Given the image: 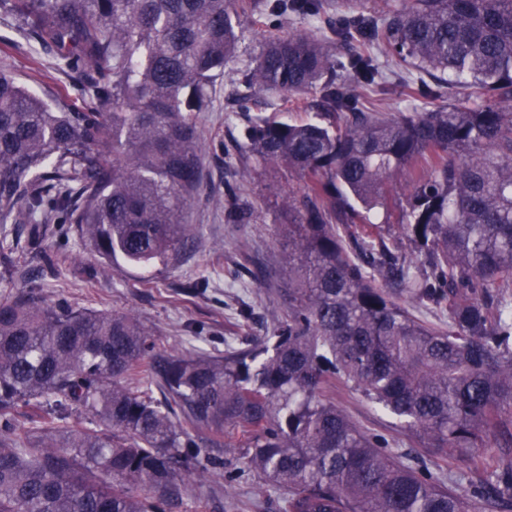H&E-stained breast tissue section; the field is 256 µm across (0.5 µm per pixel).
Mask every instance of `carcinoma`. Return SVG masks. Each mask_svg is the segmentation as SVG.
Here are the masks:
<instances>
[{
	"label": "carcinoma",
	"mask_w": 512,
	"mask_h": 512,
	"mask_svg": "<svg viewBox=\"0 0 512 512\" xmlns=\"http://www.w3.org/2000/svg\"><path fill=\"white\" fill-rule=\"evenodd\" d=\"M0 0L34 48L78 76L55 109L0 70V224H68L112 265L165 263L192 239L204 189L197 120L236 60L242 19L266 29L240 99L319 90L318 122L256 116L249 158L304 180L274 189L288 227V314L274 343L156 351L130 313L0 297V512H167L224 470V435L280 512L512 509V0ZM290 16L311 20L285 33ZM347 49L336 74V46ZM429 80L386 111L380 57ZM409 171L397 224L374 233ZM227 186L228 218H246ZM448 306L427 325L396 296ZM395 416L413 467L332 400ZM160 396H155L154 390ZM27 424L18 423L21 409ZM91 415L105 432L70 423ZM466 467L445 476L443 463Z\"/></svg>",
	"instance_id": "cac0c4a2"
}]
</instances>
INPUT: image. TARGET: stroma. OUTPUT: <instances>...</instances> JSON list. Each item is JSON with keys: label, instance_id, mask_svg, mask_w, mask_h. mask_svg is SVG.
<instances>
[{"label": "stroma", "instance_id": "35a3bbf8", "mask_svg": "<svg viewBox=\"0 0 512 512\" xmlns=\"http://www.w3.org/2000/svg\"><path fill=\"white\" fill-rule=\"evenodd\" d=\"M261 30L246 25L235 67L217 79L209 111L200 113L203 173L208 184L191 201L188 222L195 233L187 252L142 270L118 261L104 266L71 234L68 226L0 224V236L13 248L18 269L28 272L29 287L51 300L76 307L135 314L151 331L158 348L186 353L220 354L224 343L254 344L270 336L287 311L278 294L288 285L283 257L288 252V215L270 191L302 190L297 176L278 168L253 165L244 147L245 113H263L299 120L298 107L313 100L314 92L291 97L260 92L248 104L236 95L238 68L254 56ZM10 71L30 92L55 103L58 93L73 83L72 75L58 70L54 58L31 51L10 20L0 18V69ZM244 182L254 213L241 224L228 223L222 207L225 183ZM337 406L359 427L396 439V450L415 463L416 449L395 417L369 403L359 392L337 388ZM215 494L207 512H279L283 490L266 487L253 473L227 480L213 477Z\"/></svg>", "mask_w": 512, "mask_h": 512}]
</instances>
